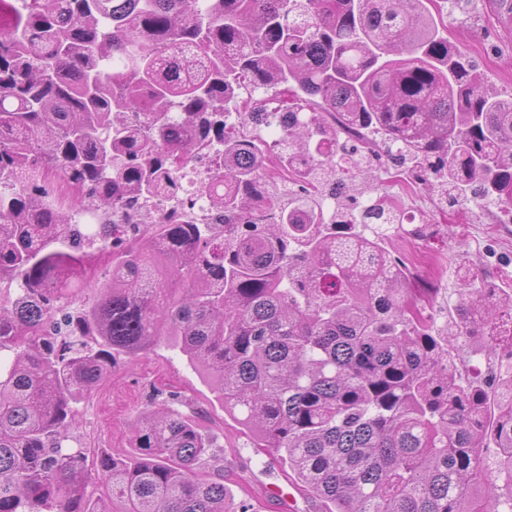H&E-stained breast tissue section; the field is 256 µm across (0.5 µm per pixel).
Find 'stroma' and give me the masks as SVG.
Masks as SVG:
<instances>
[{
  "label": "stroma",
  "mask_w": 512,
  "mask_h": 512,
  "mask_svg": "<svg viewBox=\"0 0 512 512\" xmlns=\"http://www.w3.org/2000/svg\"><path fill=\"white\" fill-rule=\"evenodd\" d=\"M441 20L443 35L471 60L487 86L512 94V31L492 17L461 22L445 13ZM372 172L371 179L349 184L336 203L342 206L348 196L361 200L378 190L402 196L407 210L428 215L423 235L403 233L386 242L388 252L405 262L412 278L433 282L444 299L454 295L448 271L453 259L496 278L512 279V223L484 222L466 205L446 203L442 189L410 186L409 165L400 166L396 182L383 166ZM487 242L494 255L483 252ZM162 403L216 435L220 450L214 465L224 475L232 504H248L252 512H321L320 502L289 478L273 457L255 452L248 430L224 412L203 374L164 340L151 350L117 357L111 374L79 403L80 419L71 435L89 449L90 463L103 456H128L134 447L135 422L147 408ZM274 484L289 489L291 499L271 494Z\"/></svg>",
  "instance_id": "stroma-1"
}]
</instances>
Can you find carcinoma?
<instances>
[{
	"mask_svg": "<svg viewBox=\"0 0 512 512\" xmlns=\"http://www.w3.org/2000/svg\"><path fill=\"white\" fill-rule=\"evenodd\" d=\"M459 2L512 27V0ZM0 19V283L18 287L0 300V512H249L201 473L216 439L171 409L144 412L130 460L92 470L64 445L115 355L160 336L323 512H512V455H487L512 448V371L457 366L460 337L495 355L512 336V283L456 264V304L423 315L438 288L383 247L402 210L333 222L266 193L260 145L229 123L288 113L282 165L329 160L313 185L369 177L347 148L365 141L511 212L512 97L425 0H0ZM291 82L285 107L269 92ZM200 147L224 152L198 190L224 223L146 208L135 224L75 222L161 186L180 196L174 175ZM50 176L76 189L69 206ZM93 247L112 256L96 281Z\"/></svg>",
	"mask_w": 512,
	"mask_h": 512,
	"instance_id": "1",
	"label": "carcinoma"
}]
</instances>
